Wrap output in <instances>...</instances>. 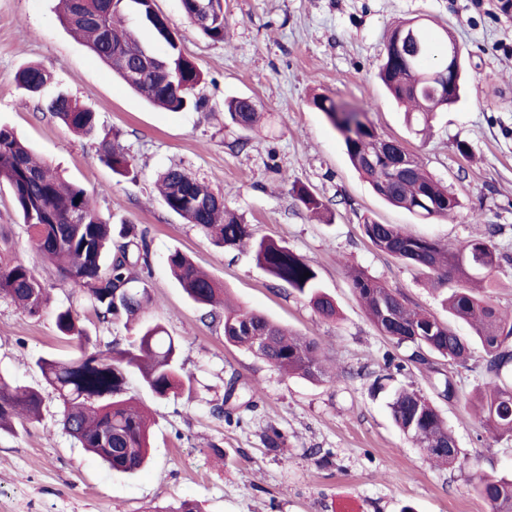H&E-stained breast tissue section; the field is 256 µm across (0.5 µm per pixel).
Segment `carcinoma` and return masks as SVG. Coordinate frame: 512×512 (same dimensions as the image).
<instances>
[{
	"label": "carcinoma",
	"mask_w": 512,
	"mask_h": 512,
	"mask_svg": "<svg viewBox=\"0 0 512 512\" xmlns=\"http://www.w3.org/2000/svg\"><path fill=\"white\" fill-rule=\"evenodd\" d=\"M211 5L210 22L198 30L213 41L227 36L223 0H202ZM136 15L143 29L124 26ZM59 20L86 41L90 51L132 91L147 102L172 112L199 108L195 91L202 72L188 59L168 20L155 9V0H59ZM441 41L430 36L413 19L397 26L379 65V78L393 100L408 105L410 127L420 133L429 114L453 105L461 85L441 89L443 70L429 66L439 55ZM50 79L39 65L20 68L15 84L31 96L40 94ZM343 137L348 158L373 191L387 203L417 217L450 218L459 207L448 186L426 170L419 157L398 140L379 132L368 117V108H343L326 97L313 98ZM47 109L70 131L92 137L97 131L95 112L67 94L52 98ZM230 121L242 128L259 120L257 104L236 98L227 103ZM102 160L112 172L126 176L132 163L115 144L103 147ZM0 184L9 186L22 223L31 232L37 257L54 265L62 279L85 290L97 319L112 324L120 320L135 330L128 347L101 349L90 342L72 307L55 311L60 335L74 343L66 358L41 357L37 366L44 383L61 401L58 424L83 448L98 456L112 470L135 474L147 463L150 419L147 410L126 395L127 374H139L144 386L158 399L186 389L191 380L180 372L179 345L158 324L141 319L150 297L137 289L135 271L150 267L151 256L143 236L132 225L113 239L112 225L99 213L95 197L78 183L63 181L53 165L34 155L33 148L13 128L0 126ZM159 192L166 207L192 225L221 249L249 247L256 265L273 280L288 285L309 299L325 319L336 315L331 296L323 292L314 267L301 255L272 238L260 236L220 202L221 195L203 180L179 167L160 177ZM291 192L306 210L318 212L322 200L305 186ZM363 234L378 250L411 266L426 269L437 284L456 281L445 298L448 313L469 324L484 357L479 397L474 415L500 437L512 436V317L477 298L464 285L468 269L492 270L512 257L499 251L501 228L485 226L484 232L461 247L435 238L414 235L404 227L378 224L368 219ZM171 274L187 298L205 317L216 319L224 285L201 271L186 254L168 255ZM310 276L303 277L304 273ZM351 288L374 326L397 343L413 346L408 361L440 373L438 359L468 366L470 343L457 336L434 315L408 308L398 294L361 269L350 273ZM0 298L39 317L47 304L46 290L34 269L23 260L0 261ZM224 341L241 346L276 369L309 380L325 375L324 352L311 336H295L253 310L224 308ZM234 373L227 382L224 402L242 394L253 395ZM41 390L17 385L0 375V430L15 423L42 422ZM390 415L404 435L435 462L453 466L461 450L436 407L419 391L393 387L387 402ZM266 447L285 445L284 434L269 425L263 433ZM476 496L492 512H512V475L486 473L472 484Z\"/></svg>",
	"instance_id": "carcinoma-1"
}]
</instances>
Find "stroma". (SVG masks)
Here are the masks:
<instances>
[{
	"instance_id": "35a3bbf8",
	"label": "stroma",
	"mask_w": 512,
	"mask_h": 512,
	"mask_svg": "<svg viewBox=\"0 0 512 512\" xmlns=\"http://www.w3.org/2000/svg\"><path fill=\"white\" fill-rule=\"evenodd\" d=\"M227 37L202 35L179 0H156L186 56L203 74L200 109L168 112L128 89L60 22L56 0H0V125L14 128L64 177L96 193L114 227L143 231L151 252L144 275L151 297L145 318L181 340L180 361L192 394L160 400L138 375L125 389L153 418L151 461L139 474L112 471L78 447L53 421L60 401L45 388L36 361L63 357L54 308L76 310L92 340L126 347L123 324L98 322L83 289L38 262L8 187L0 188V256L31 263L49 291L48 310L32 317L0 298V373L42 389V423L0 432V512H163L183 500L203 512H491L472 484L482 473L512 474V438H495L471 410L480 380V345L470 368L442 363L457 387L438 393L437 377L408 362L413 347L383 336L367 318L346 274L355 265L400 293L410 307L433 313L459 335L427 276L371 245L364 219L399 224L416 235L460 246L500 225L501 251L512 255V10L503 0H223ZM417 19L432 34L451 32L462 50L466 87L457 104L435 113L431 134H411L403 112L376 73L390 30ZM42 64L51 78L41 95L13 81L22 66ZM64 93L97 116V136L69 132L47 100ZM373 106L383 133L420 155L428 171L457 195L454 219H419L378 197L350 164L343 139L314 97ZM255 100L263 116L244 129L224 117L225 101ZM115 143L132 159L128 176L100 159ZM467 145L461 155L459 145ZM180 167L221 194L242 223L280 240L315 267L338 314L321 318L308 300L275 282L249 254L215 248L168 210L154 188L158 173ZM308 186L325 210L314 216L287 189ZM188 255L219 280L235 302L318 338L337 377L311 381L286 375L251 352L224 342L222 321L202 318L176 286L167 257ZM477 295L512 314V264L481 271ZM256 391L253 409L226 418L215 412L231 374ZM413 386L437 406L463 454L436 465L395 426L376 378ZM286 438L264 447L268 425Z\"/></svg>"
}]
</instances>
